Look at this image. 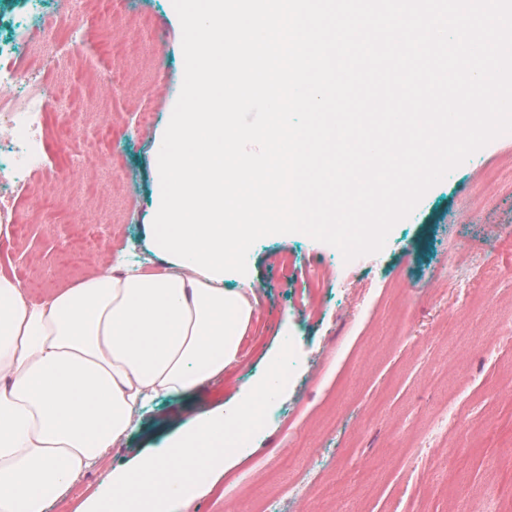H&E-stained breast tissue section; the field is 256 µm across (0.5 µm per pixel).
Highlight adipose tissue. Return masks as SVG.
<instances>
[{
  "label": "adipose tissue",
  "instance_id": "ef3b65f1",
  "mask_svg": "<svg viewBox=\"0 0 512 512\" xmlns=\"http://www.w3.org/2000/svg\"><path fill=\"white\" fill-rule=\"evenodd\" d=\"M253 311L173 263L108 266L40 305L0 275V512H45L146 403L222 375Z\"/></svg>",
  "mask_w": 512,
  "mask_h": 512
}]
</instances>
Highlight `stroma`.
<instances>
[{
  "mask_svg": "<svg viewBox=\"0 0 512 512\" xmlns=\"http://www.w3.org/2000/svg\"><path fill=\"white\" fill-rule=\"evenodd\" d=\"M55 0H0V50L17 47L31 14L52 17ZM54 74H113L109 90L79 114L51 112L47 138L68 126L72 141L42 204L0 191V207L27 226L0 232V272L32 303L109 265L118 254L163 268L146 242L161 202L158 153L184 72L172 0H112L82 38L60 30ZM149 112V125L139 115ZM114 128L112 152L94 175L105 192L87 201L84 173L69 157L98 126ZM97 228V250L60 257L73 225ZM247 274L230 288L254 291L241 359L222 377L140 415L138 429L85 469L46 512L79 503L201 411L237 404L263 377L285 339L297 361L272 419L213 489L179 512H512V139L496 138L430 188L391 229L384 249L344 262L302 233L257 241Z\"/></svg>",
  "mask_w": 512,
  "mask_h": 512,
  "instance_id": "35a3bbf8",
  "label": "stroma"
}]
</instances>
